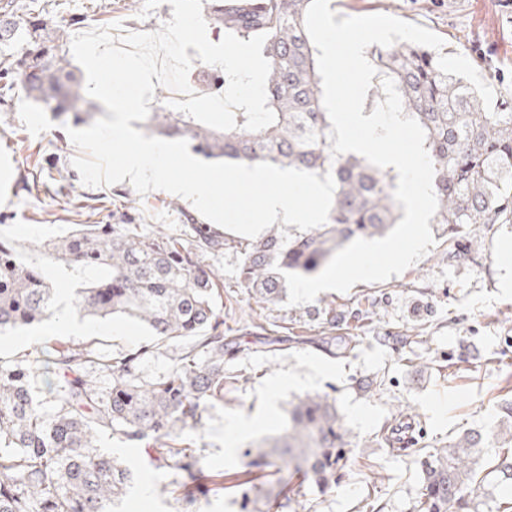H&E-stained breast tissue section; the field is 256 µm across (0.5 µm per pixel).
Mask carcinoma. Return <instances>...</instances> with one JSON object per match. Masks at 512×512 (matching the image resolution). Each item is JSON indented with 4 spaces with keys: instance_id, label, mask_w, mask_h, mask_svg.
Instances as JSON below:
<instances>
[{
    "instance_id": "1",
    "label": "carcinoma",
    "mask_w": 512,
    "mask_h": 512,
    "mask_svg": "<svg viewBox=\"0 0 512 512\" xmlns=\"http://www.w3.org/2000/svg\"><path fill=\"white\" fill-rule=\"evenodd\" d=\"M310 0H205L216 27L247 41L264 34L263 57L271 64L268 103L276 121L243 129L244 109H234L237 128L219 131L168 107L157 106L144 127L187 140L206 159L254 164L268 161L318 174L331 172L336 189L327 222L286 237L272 229L258 239L228 237L212 224L191 222V239L145 232L123 214L120 224H77L45 251L95 277L71 294L78 312L122 318L150 328L162 341H192L168 371L144 375L157 352L144 345L117 354L59 340L42 357L0 360V512H112L133 479L123 462L98 448L110 433L130 448L147 444L163 465L184 473L187 487L200 473L199 457L186 434L201 428L209 402L224 397V356L241 349L224 335L217 312L224 282L205 268L208 256L226 250L240 256L241 284L260 304L279 302L286 291L281 272L312 275L357 238L386 235L402 217L393 198L398 175L355 153L332 156V125L322 104L317 53L305 27ZM40 15L23 18L0 11V41L16 52L0 56V106L15 94L41 102L86 123L93 119L81 83L68 69L69 27ZM377 70L367 107L386 99L381 79L392 78L404 115L426 132L424 147L435 167L438 210L431 223L448 225V241L460 253L461 238L494 224H512V102L488 112L464 78L445 75L438 52L412 43L375 46ZM58 296L42 270L18 260L16 245L0 236V331L38 324L58 311ZM44 362L60 376L53 404L45 409L32 390L34 366ZM347 446L346 431L328 395H307L292 404L283 433L271 449L252 455L248 466L288 471L283 484L328 488L336 483ZM482 449L470 433L421 458L423 485L415 512H475L481 481L512 482L500 464L477 478Z\"/></svg>"
}]
</instances>
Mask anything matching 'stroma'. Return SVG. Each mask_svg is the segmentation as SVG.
<instances>
[{
	"instance_id": "1",
	"label": "stroma",
	"mask_w": 512,
	"mask_h": 512,
	"mask_svg": "<svg viewBox=\"0 0 512 512\" xmlns=\"http://www.w3.org/2000/svg\"><path fill=\"white\" fill-rule=\"evenodd\" d=\"M329 3L341 17L380 13L426 27L442 38L449 54L471 62L495 100L512 98V0ZM12 7L20 16L46 10L57 24L79 17L70 29L74 36L113 23L124 33L155 32L172 18L165 0L148 13L128 0H13ZM72 123L22 95L9 111H0V234L13 237L21 261L42 265L48 283L62 293L80 287L85 277L50 258L43 245L72 231L77 199L100 197L114 209H129L147 231L183 239L189 236L186 218L196 212L181 197L162 190L141 195L126 181L113 188L84 185L72 165L80 151L65 131ZM49 162L63 175L57 195L40 189ZM431 230L433 246L402 274L358 283L345 293L323 292L298 306L256 303L239 283V256L227 251L207 257V267L224 280V333L248 342L247 350L225 359L233 382L193 434L207 473L223 475L224 489L180 492V471L159 465L146 448H126L103 434L99 447L123 460L137 484L152 485L150 500L128 492L119 512H243L244 500L277 496L275 477L248 470L244 452L261 437L278 436L290 402L306 394L335 397L351 445L335 486L300 489L297 499L305 512H371L375 505L383 512H412L423 479L417 449L436 451L465 432L481 435L482 460L493 462L502 434H512V418L498 407L503 396L512 397V224L494 225L475 238L469 253L453 258L443 225ZM331 306L340 313L361 309L366 318L328 326L324 312ZM76 322L81 330H73ZM334 335L355 338L348 356L333 357L315 342ZM59 336L115 353L158 345L137 322L82 318L71 310L37 328L0 334V359L39 354ZM158 347L144 365L145 375L165 372L180 349L176 343ZM283 379L287 388L270 400L271 388ZM408 418L416 425V449L393 451L379 433ZM231 420L249 422L252 429L238 436L228 454L224 425Z\"/></svg>"
}]
</instances>
